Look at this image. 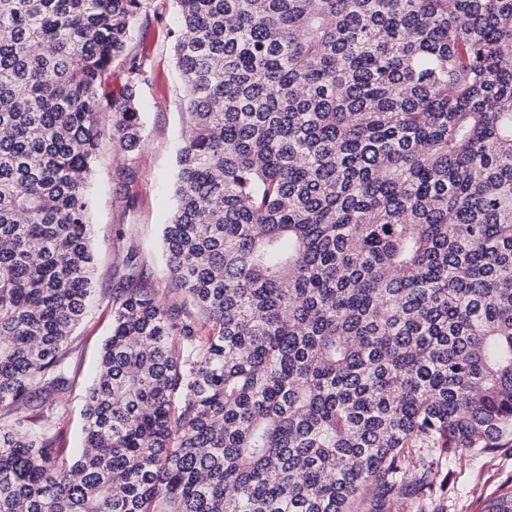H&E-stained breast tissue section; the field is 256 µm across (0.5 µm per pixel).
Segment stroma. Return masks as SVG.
I'll return each mask as SVG.
<instances>
[{
	"label": "stroma",
	"mask_w": 512,
	"mask_h": 512,
	"mask_svg": "<svg viewBox=\"0 0 512 512\" xmlns=\"http://www.w3.org/2000/svg\"><path fill=\"white\" fill-rule=\"evenodd\" d=\"M178 35L174 0H151L150 18L137 26L128 46L130 54L145 60L147 82L138 90L145 141L136 158V173L118 181L122 164L117 148L102 138L90 185L92 198L91 245L96 255L95 295L86 316L75 329L70 345V368L75 385L64 412L52 423L60 456L76 458L83 446L82 427L85 390L93 380L101 348L112 332L108 304L121 273L117 255L124 240L137 244L151 281L163 283L166 269L162 255V230L174 206L177 151L183 139L187 116L181 109L184 90L173 56ZM135 199L126 207L125 196ZM512 488V447L495 456L473 455L449 458L448 512H487L490 499Z\"/></svg>",
	"instance_id": "obj_1"
}]
</instances>
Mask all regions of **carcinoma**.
Here are the masks:
<instances>
[{"label":"carcinoma","instance_id":"obj_1","mask_svg":"<svg viewBox=\"0 0 512 512\" xmlns=\"http://www.w3.org/2000/svg\"><path fill=\"white\" fill-rule=\"evenodd\" d=\"M174 2L168 275L124 248L69 460L150 0H0V512H448V455L512 445V0Z\"/></svg>","mask_w":512,"mask_h":512}]
</instances>
